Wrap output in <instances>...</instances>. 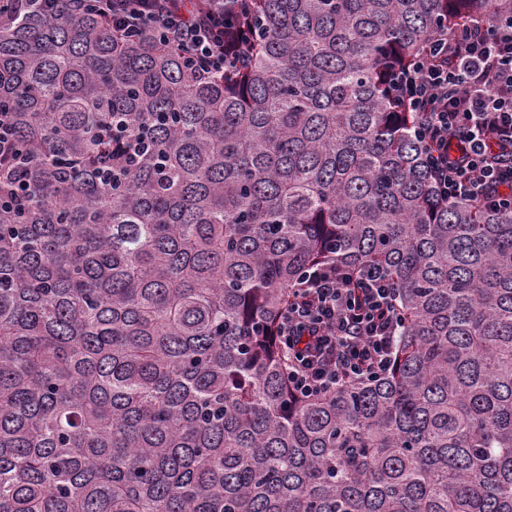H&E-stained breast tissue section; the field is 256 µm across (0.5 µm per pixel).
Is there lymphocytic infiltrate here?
<instances>
[{"label": "lymphocytic infiltrate", "instance_id": "lymphocytic-infiltrate-1", "mask_svg": "<svg viewBox=\"0 0 512 512\" xmlns=\"http://www.w3.org/2000/svg\"><path fill=\"white\" fill-rule=\"evenodd\" d=\"M116 32L155 33L181 48L189 70L209 76L240 61L248 43L224 16V0H94ZM429 59L393 76L399 98L417 116L416 139L433 148L430 176L445 201L477 202L512 211V24L474 26L433 40ZM333 263L304 270L280 316L295 395L336 391L379 377L391 366L404 325L398 292L379 266L356 287Z\"/></svg>", "mask_w": 512, "mask_h": 512}]
</instances>
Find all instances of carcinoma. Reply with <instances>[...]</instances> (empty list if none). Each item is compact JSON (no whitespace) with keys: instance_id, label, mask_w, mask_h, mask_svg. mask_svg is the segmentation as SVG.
Returning a JSON list of instances; mask_svg holds the SVG:
<instances>
[{"instance_id":"carcinoma-1","label":"carcinoma","mask_w":512,"mask_h":512,"mask_svg":"<svg viewBox=\"0 0 512 512\" xmlns=\"http://www.w3.org/2000/svg\"><path fill=\"white\" fill-rule=\"evenodd\" d=\"M84 0H0V512H512V213L444 202L389 75L512 0H244L188 70ZM385 269L388 374L309 398L301 271ZM12 122H11V112H1L0 113V158H1V170L2 163L3 168L9 174L10 166H16L20 154L19 148L13 138L11 132Z\"/></svg>"}]
</instances>
